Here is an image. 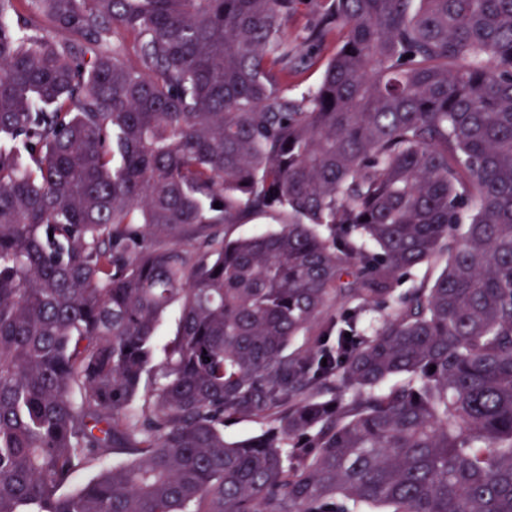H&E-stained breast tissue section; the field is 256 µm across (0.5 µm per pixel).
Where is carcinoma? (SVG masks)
I'll list each match as a JSON object with an SVG mask.
<instances>
[{
  "instance_id": "carcinoma-1",
  "label": "carcinoma",
  "mask_w": 512,
  "mask_h": 512,
  "mask_svg": "<svg viewBox=\"0 0 512 512\" xmlns=\"http://www.w3.org/2000/svg\"><path fill=\"white\" fill-rule=\"evenodd\" d=\"M303 3L0 0V512H512V0ZM342 39V34L336 33L329 44L322 46L321 48L315 47L309 49L311 51H316V53L321 57L322 65L309 66L307 58L305 57L308 50L306 46H304L303 50L292 59L290 65L298 71L297 86L295 87L297 91H307L319 84L323 75L324 64L327 62L328 57L335 52L336 48L341 44ZM261 423L254 419H236L224 423V434L239 440L254 436L261 431Z\"/></svg>"
}]
</instances>
